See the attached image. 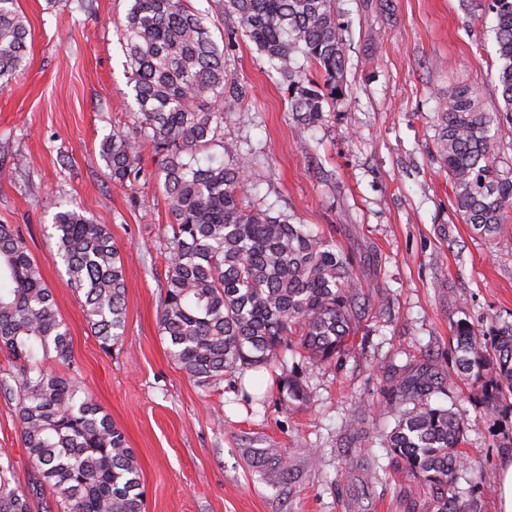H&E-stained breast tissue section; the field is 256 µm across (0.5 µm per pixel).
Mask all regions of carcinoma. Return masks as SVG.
Listing matches in <instances>:
<instances>
[{
	"instance_id": "1",
	"label": "carcinoma",
	"mask_w": 512,
	"mask_h": 512,
	"mask_svg": "<svg viewBox=\"0 0 512 512\" xmlns=\"http://www.w3.org/2000/svg\"><path fill=\"white\" fill-rule=\"evenodd\" d=\"M244 33L287 85L289 111L299 130L320 120L342 91L345 55L335 0H221ZM495 13L498 83L512 112V0H488ZM30 30L18 0H0V82L23 66ZM132 64L140 130L112 128L100 144L112 183L144 177L143 152L161 159L160 173L172 222L159 329L170 355L202 384L235 370L281 371L280 392L302 402L310 391L285 354L313 365L339 362L348 339L384 297L369 295L352 257L336 241L292 217L248 199L252 159L224 141V113L239 109L241 89L224 71V48L185 0H133L123 24ZM302 55L317 78L293 66ZM495 117L474 93L448 90L436 111L434 157L446 172L464 222L492 238L512 208V170L497 166ZM219 148L233 164L203 157ZM57 255L68 283L83 293L94 336L108 349L125 331V276L108 225L74 209L56 213ZM457 370L477 378L486 414L512 418V322L496 320L481 332L456 325ZM0 351L14 362L0 390L16 395L22 446L39 472V487L16 483L12 454L0 449V512H33L38 489L54 496L57 512H142L140 467L124 433L73 376L47 369L39 355L72 364L69 331L40 267L11 224H0ZM447 376L425 354L384 389L395 417L386 435L390 457L435 494L437 512H466L451 492L459 467L464 423L434 403ZM269 474L284 482L288 457L267 448ZM344 475L378 480L368 455L351 460Z\"/></svg>"
}]
</instances>
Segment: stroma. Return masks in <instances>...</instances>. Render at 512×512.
<instances>
[{"label": "stroma", "mask_w": 512, "mask_h": 512, "mask_svg": "<svg viewBox=\"0 0 512 512\" xmlns=\"http://www.w3.org/2000/svg\"><path fill=\"white\" fill-rule=\"evenodd\" d=\"M187 4L224 42V68L245 93L242 108L224 115V138L251 154L254 197L335 240L386 301L340 364L292 356L310 389L303 403L279 395L266 373L263 404L245 401L238 373L208 386L188 376L159 331L170 219L163 189L154 180L113 186L100 154L112 127L138 123L120 31L132 0H19L31 36L22 70L0 86V224L25 239L83 384L136 455L144 512H437L431 491L392 464L385 436L394 420L380 411L389 366L424 352L450 374L449 400L466 425L462 499L469 512H498L497 485L474 487L469 469L492 477L512 458V421L485 415L482 381L457 374L453 331L462 321L478 329L512 321V229L491 241L475 235L433 156L438 98L465 85L497 113L498 166L512 169L493 13L485 0H336L343 94L303 134L278 74L237 19L221 18L217 0ZM63 209L108 225L122 258L126 326L108 350L55 256L52 224ZM355 414L362 430L349 424ZM0 448L12 453L21 486L35 480L16 399L5 392ZM268 448L287 456V484L257 466ZM361 452L378 460L380 477L345 484L341 469Z\"/></svg>", "instance_id": "stroma-1"}]
</instances>
